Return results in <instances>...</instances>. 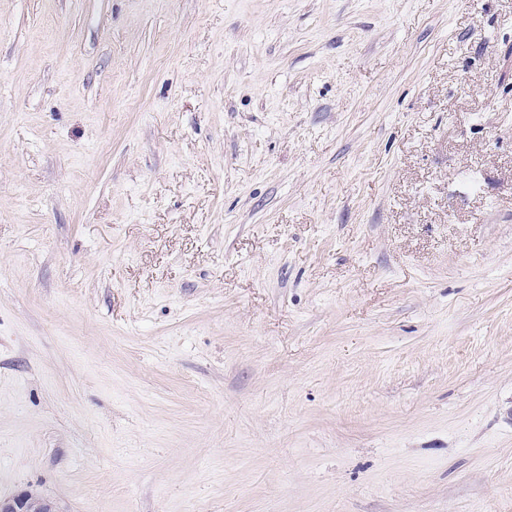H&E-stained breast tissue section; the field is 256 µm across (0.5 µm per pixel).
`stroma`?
<instances>
[{"label": "stroma", "instance_id": "obj_1", "mask_svg": "<svg viewBox=\"0 0 512 512\" xmlns=\"http://www.w3.org/2000/svg\"><path fill=\"white\" fill-rule=\"evenodd\" d=\"M512 512V0H0V498Z\"/></svg>", "mask_w": 512, "mask_h": 512}]
</instances>
